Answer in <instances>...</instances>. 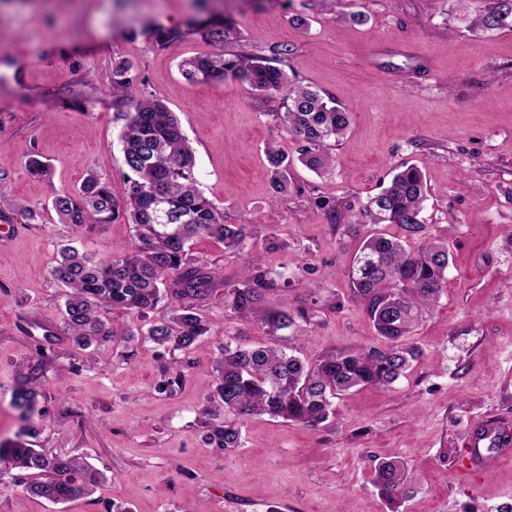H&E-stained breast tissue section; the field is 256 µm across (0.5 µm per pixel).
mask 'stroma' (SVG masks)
Listing matches in <instances>:
<instances>
[{
    "instance_id": "stroma-1",
    "label": "stroma",
    "mask_w": 512,
    "mask_h": 512,
    "mask_svg": "<svg viewBox=\"0 0 512 512\" xmlns=\"http://www.w3.org/2000/svg\"><path fill=\"white\" fill-rule=\"evenodd\" d=\"M455 0H0V442L21 422L11 394L44 342L63 329V298L49 270L73 239L51 210L58 191L88 171L126 188L112 69L126 61L133 95L164 99L195 150L200 188L228 224L248 226L247 245L225 250L195 240L194 255L239 278L245 265L282 267L270 303L291 310L318 299L290 343L308 362L356 351L378 336L350 290V267L371 224H332L314 198L361 200L386 186L401 162L416 164L428 187L429 231L449 238L448 285L416 323L421 357L388 387L353 390L318 429L258 415L241 425L240 448L205 443L203 423L218 372L219 346L266 342L260 322L223 299L202 313L209 331L188 355L173 393L155 390L171 365L155 344L126 351L121 336L141 316L110 311L113 342L82 352L49 351L48 382L33 417L36 447L85 459L102 479L64 505L11 489L0 462V512H388L373 484L378 461L407 466L413 494L401 512H512V461L491 462L476 481L461 474L471 422L512 418V30L472 32ZM365 13L366 24L350 21ZM233 18L243 49L285 43L290 81L335 96L350 128L318 175L290 168L287 193L271 186L266 146L294 155L267 114L235 82L190 84L182 60L212 53L192 34L162 47L153 24L179 28L190 16ZM304 25H296V18ZM39 153L50 180L30 177ZM24 204L39 213L24 223ZM102 258L135 244L118 222L78 239Z\"/></svg>"
}]
</instances>
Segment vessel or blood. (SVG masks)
Segmentation results:
<instances>
[{
	"label": "vessel or blood",
	"mask_w": 512,
	"mask_h": 512,
	"mask_svg": "<svg viewBox=\"0 0 512 512\" xmlns=\"http://www.w3.org/2000/svg\"><path fill=\"white\" fill-rule=\"evenodd\" d=\"M464 477L477 478L489 458L512 459V420L485 418L471 424L463 440Z\"/></svg>",
	"instance_id": "obj_1"
}]
</instances>
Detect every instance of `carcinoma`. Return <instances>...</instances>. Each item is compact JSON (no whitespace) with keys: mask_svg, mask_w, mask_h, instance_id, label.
Instances as JSON below:
<instances>
[{"mask_svg":"<svg viewBox=\"0 0 512 512\" xmlns=\"http://www.w3.org/2000/svg\"><path fill=\"white\" fill-rule=\"evenodd\" d=\"M471 26L483 32L512 29V0H495L493 6L471 17ZM189 32L213 45L216 52L180 63L189 83L236 81L270 104L268 115L297 144L298 160L313 171L330 167L332 144L347 132V109L327 92L288 83L281 65L293 50L286 44L259 48L251 53L227 50L236 38L235 23L225 17L196 19ZM179 28L159 27L156 42L164 46L184 37ZM137 76L120 62L112 69V94L127 100L119 113L123 163L127 170L125 194L117 198L109 182L89 171L79 188L53 195L51 206L62 224L81 234L96 224L123 220L134 225L136 242L119 260L98 259L71 244L58 249L50 270L63 288L64 330L73 346L84 351L111 341L112 329L103 316L114 308L133 310L145 317L166 299L168 311L153 319L147 339L170 353L187 355L207 332L202 304L224 284V304L241 317L266 327L270 342L259 346L226 344L217 361L218 383L208 403L204 439L228 450L241 447L240 423L266 414L321 427L336 414L334 400L361 386H388L396 382L421 355L409 334L422 309L440 299L448 283V240L432 236L422 217L427 185L422 171L402 162L390 183L365 202L318 198L314 201L331 223L354 214L356 222L394 224L401 236L376 232L363 242L353 259L352 295L381 338V343L359 351H329L312 364L287 352L281 333L300 332L309 320L306 308L296 311L266 303L279 287L281 273L256 262L245 268L236 282L225 284L219 272L192 255V242L208 237L234 251L244 247L247 225L224 223V210L199 188L196 156L176 115L163 99L127 96ZM271 184L288 191V157L275 146L267 148ZM29 175L50 176L48 164L35 154L26 164ZM166 199V211L154 210L153 198ZM186 359L177 361L174 375L157 383L172 393L180 385ZM47 354L39 349L12 392L11 405L22 421L35 412L37 398L47 381ZM19 471L16 482L27 492L53 504H66L90 496L98 482L96 472L81 458L52 454L17 441L0 443V461ZM374 485L379 495L398 512L411 493L403 466L380 461Z\"/></svg>","mask_w":512,"mask_h":512,"instance_id":"carcinoma-1","label":"carcinoma"}]
</instances>
